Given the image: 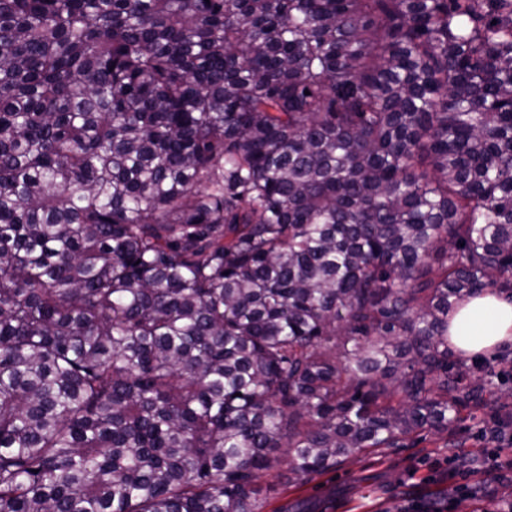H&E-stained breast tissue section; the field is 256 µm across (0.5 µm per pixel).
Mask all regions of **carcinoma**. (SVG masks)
<instances>
[{
    "mask_svg": "<svg viewBox=\"0 0 512 512\" xmlns=\"http://www.w3.org/2000/svg\"><path fill=\"white\" fill-rule=\"evenodd\" d=\"M512 0H0V512H259L507 408ZM508 338L512 339V301L506 294L484 290L460 302L448 316V342L465 357L487 353L481 357L490 360L496 372L501 366L493 355L511 351V340L497 347Z\"/></svg>",
    "mask_w": 512,
    "mask_h": 512,
    "instance_id": "cac0c4a2",
    "label": "carcinoma"
}]
</instances>
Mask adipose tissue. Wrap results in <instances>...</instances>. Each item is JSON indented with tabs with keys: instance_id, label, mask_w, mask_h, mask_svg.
I'll use <instances>...</instances> for the list:
<instances>
[{
	"instance_id": "obj_1",
	"label": "adipose tissue",
	"mask_w": 512,
	"mask_h": 512,
	"mask_svg": "<svg viewBox=\"0 0 512 512\" xmlns=\"http://www.w3.org/2000/svg\"><path fill=\"white\" fill-rule=\"evenodd\" d=\"M512 339V299L487 289L460 302L448 317V341L463 356L487 353Z\"/></svg>"
}]
</instances>
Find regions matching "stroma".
<instances>
[{
    "label": "stroma",
    "instance_id": "35a3bbf8",
    "mask_svg": "<svg viewBox=\"0 0 512 512\" xmlns=\"http://www.w3.org/2000/svg\"><path fill=\"white\" fill-rule=\"evenodd\" d=\"M495 418L494 411L484 409L460 422V456L483 459ZM447 457V449L430 438L412 448L368 452L303 482L283 464L261 479L265 493L260 512H290L299 503L309 512H393L397 506L422 504L458 485V478L445 473Z\"/></svg>",
    "mask_w": 512,
    "mask_h": 512
}]
</instances>
